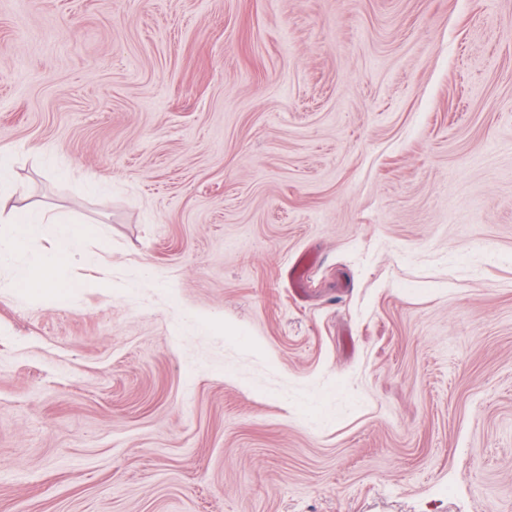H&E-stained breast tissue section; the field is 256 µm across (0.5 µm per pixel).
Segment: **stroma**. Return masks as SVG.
Returning a JSON list of instances; mask_svg holds the SVG:
<instances>
[{"label":"stroma","instance_id":"35a3bbf8","mask_svg":"<svg viewBox=\"0 0 512 512\" xmlns=\"http://www.w3.org/2000/svg\"><path fill=\"white\" fill-rule=\"evenodd\" d=\"M0 153V512H512V0H0ZM0 222L1 224H15V234L12 238H0V261L3 256L12 252L13 245L18 240L34 239L43 224H71L60 223L51 215L37 213L27 207L16 208L4 218L0 213ZM80 236L81 232L76 226H60L52 251L43 257L42 267L47 270L48 276L40 280L41 288L52 290L68 285L64 279L60 278V273L68 266L79 264L74 248Z\"/></svg>","mask_w":512,"mask_h":512}]
</instances>
